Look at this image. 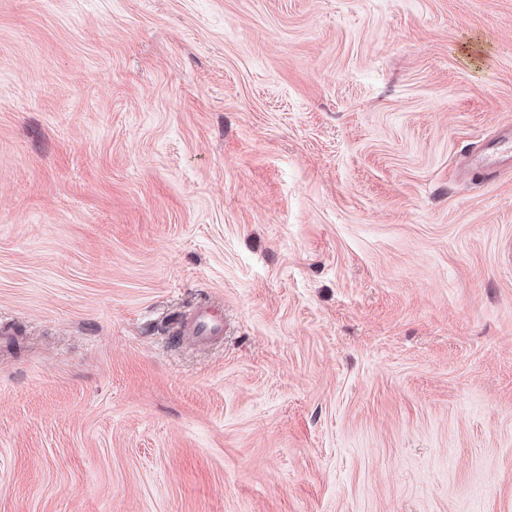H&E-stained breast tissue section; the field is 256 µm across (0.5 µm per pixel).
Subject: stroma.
Here are the masks:
<instances>
[{"label":"stroma","mask_w":512,"mask_h":512,"mask_svg":"<svg viewBox=\"0 0 512 512\" xmlns=\"http://www.w3.org/2000/svg\"><path fill=\"white\" fill-rule=\"evenodd\" d=\"M508 127L512 0H0V512H512ZM496 141L498 144L496 153H494L496 150L494 148L490 153L484 148L476 159L477 165L485 171H491L500 163L512 158V133L506 132ZM177 332L197 345L218 343L224 337V312L212 301L204 300L187 324L179 323Z\"/></svg>","instance_id":"1"}]
</instances>
